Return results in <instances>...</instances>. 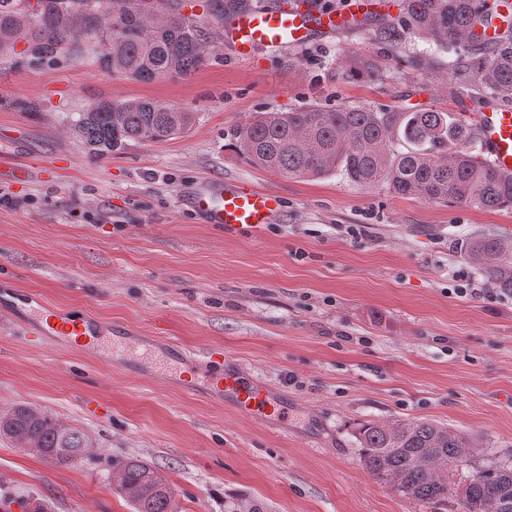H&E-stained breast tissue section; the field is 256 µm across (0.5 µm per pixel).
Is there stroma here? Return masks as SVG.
<instances>
[{
    "instance_id": "1",
    "label": "stroma",
    "mask_w": 512,
    "mask_h": 512,
    "mask_svg": "<svg viewBox=\"0 0 512 512\" xmlns=\"http://www.w3.org/2000/svg\"><path fill=\"white\" fill-rule=\"evenodd\" d=\"M209 61L150 84L101 69L78 50L33 63L25 42L0 54V409L29 403L86 431L93 456L59 467L0 439V496L44 512H130L108 474L148 461L178 512H447L401 497L359 461L361 424L430 420L480 434V457H512V294L461 297L482 281L462 251L482 235L512 239V210L483 211L362 186L335 172L304 180L249 163L235 130L260 112L312 104L450 112L467 123L501 106L448 81V56L413 67L429 44L395 47L375 27L240 60L219 39L213 0H194ZM344 58L382 77H347ZM155 98L195 112L186 133L98 159L70 131L99 99ZM211 178L278 193L274 224L250 232L202 223L187 194ZM101 214L87 223L80 211ZM187 352L224 346L288 403L272 428L164 374L44 343L16 293Z\"/></svg>"
}]
</instances>
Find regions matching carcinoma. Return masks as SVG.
<instances>
[{"label": "carcinoma", "mask_w": 512, "mask_h": 512, "mask_svg": "<svg viewBox=\"0 0 512 512\" xmlns=\"http://www.w3.org/2000/svg\"><path fill=\"white\" fill-rule=\"evenodd\" d=\"M497 0H401L395 26L377 29L378 39L397 42L410 32L439 52H456L448 78L474 98L486 94L512 101V26L495 43L476 29L495 19ZM184 0H0V53L29 43L41 63L83 38L101 69L140 83L189 77L207 62L202 24L183 13ZM352 77L375 80L380 72L362 60L343 59ZM195 115L151 98L101 99L73 119L72 131L93 156L129 143L179 135ZM474 131L447 112L309 105L292 112L259 113L236 131L239 153L256 167L300 179L337 170L361 185L478 210L512 209V177L474 163L467 150ZM404 141L406 150L395 143ZM464 256L478 265L489 285L512 292V242L485 236L466 243ZM0 438L57 466L88 457L92 438L52 412L19 403L0 409ZM360 463L394 493L416 501L448 504L457 512H512V456L490 459L463 487L449 474L480 452L476 437L429 420L365 424L358 431ZM112 485L132 512H176L173 488L148 462L126 457L112 463Z\"/></svg>", "instance_id": "carcinoma-1"}]
</instances>
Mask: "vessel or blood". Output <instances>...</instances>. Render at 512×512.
Instances as JSON below:
<instances>
[{"label":"vessel or blood","instance_id":"1","mask_svg":"<svg viewBox=\"0 0 512 512\" xmlns=\"http://www.w3.org/2000/svg\"><path fill=\"white\" fill-rule=\"evenodd\" d=\"M397 0H345L342 7L322 6L320 0H290L287 9L244 8L231 14L220 38L236 56L248 58L262 49L298 46L346 30H363L379 18H393ZM476 161L500 176H512V109L480 113L474 126ZM192 210L205 223L225 228L260 229L273 222L283 208L276 193L239 181L221 179L197 186L188 198ZM38 320L37 333L45 340L98 353L112 350L117 341L101 321L77 318L67 311L39 304L27 296ZM224 349L214 346L197 357V379L206 381L215 395L245 414L274 424L283 415L280 399L260 378L236 370L220 369Z\"/></svg>","mask_w":512,"mask_h":512}]
</instances>
